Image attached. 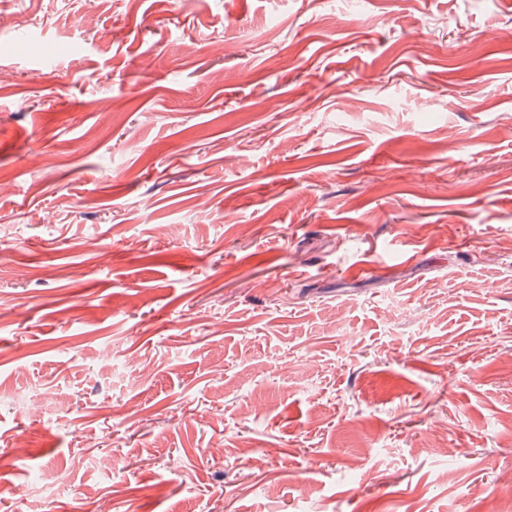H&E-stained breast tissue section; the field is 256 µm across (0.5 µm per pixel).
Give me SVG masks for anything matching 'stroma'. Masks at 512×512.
Masks as SVG:
<instances>
[{"instance_id":"1","label":"stroma","mask_w":512,"mask_h":512,"mask_svg":"<svg viewBox=\"0 0 512 512\" xmlns=\"http://www.w3.org/2000/svg\"><path fill=\"white\" fill-rule=\"evenodd\" d=\"M1 182L0 512H512V0H0Z\"/></svg>"}]
</instances>
